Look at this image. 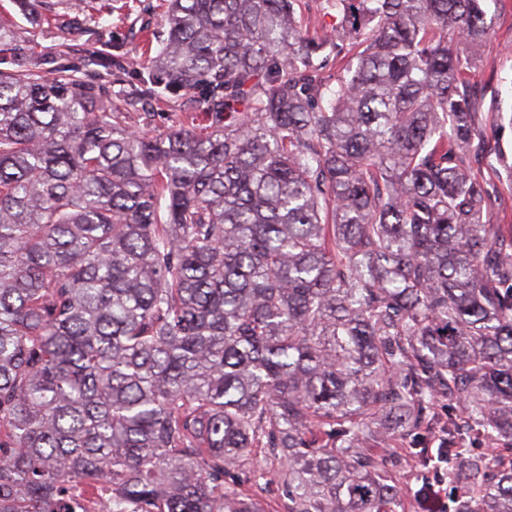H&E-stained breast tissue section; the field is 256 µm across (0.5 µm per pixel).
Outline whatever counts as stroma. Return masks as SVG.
<instances>
[{
	"label": "stroma",
	"mask_w": 512,
	"mask_h": 512,
	"mask_svg": "<svg viewBox=\"0 0 512 512\" xmlns=\"http://www.w3.org/2000/svg\"><path fill=\"white\" fill-rule=\"evenodd\" d=\"M57 19L36 21L22 14L13 0H0V18L13 26L15 41L28 57L57 66L77 57L86 36L69 26L73 11L68 0H47ZM87 12L103 20V36L119 32L128 41L129 57L139 60L146 44L157 42L165 31V0H83ZM490 30L481 59L472 70L466 93L472 101L471 120L476 132L467 164L471 174L486 184L487 206L498 234H512V0H485ZM458 403L440 397L431 410L427 427L406 431L378 448L385 470L401 485L416 487L430 476L417 462L414 451L437 448L441 425L448 415H462Z\"/></svg>",
	"instance_id": "1"
}]
</instances>
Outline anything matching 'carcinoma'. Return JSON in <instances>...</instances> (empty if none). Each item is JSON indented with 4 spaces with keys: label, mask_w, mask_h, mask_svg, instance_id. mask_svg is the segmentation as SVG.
Masks as SVG:
<instances>
[{
    "label": "carcinoma",
    "mask_w": 512,
    "mask_h": 512,
    "mask_svg": "<svg viewBox=\"0 0 512 512\" xmlns=\"http://www.w3.org/2000/svg\"><path fill=\"white\" fill-rule=\"evenodd\" d=\"M298 2L169 0L133 71L117 34L50 75L0 24V512H269L275 461L284 512H396L369 444L439 396L512 445V236L464 162L483 0H326L318 35ZM186 97L206 124L128 125ZM468 483L458 512H512V464ZM296 9L297 19L310 34L336 27V12L330 10L323 0H302Z\"/></svg>",
    "instance_id": "1"
}]
</instances>
